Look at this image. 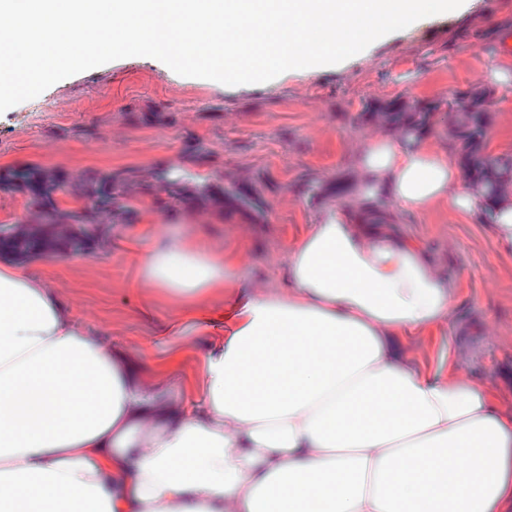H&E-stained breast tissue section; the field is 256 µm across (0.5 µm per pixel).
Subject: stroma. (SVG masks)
I'll list each match as a JSON object with an SVG mask.
<instances>
[{
  "label": "stroma",
  "instance_id": "obj_1",
  "mask_svg": "<svg viewBox=\"0 0 512 512\" xmlns=\"http://www.w3.org/2000/svg\"><path fill=\"white\" fill-rule=\"evenodd\" d=\"M471 0L373 42L332 66L286 71L261 84L226 86L184 77L161 61L117 59L60 80L0 114V226L30 224L46 235L45 181L61 182L65 209L87 207L105 234L88 253L49 249L26 258L70 308L87 335L132 351L144 378L182 351L181 396L201 402V372L227 339L228 303L209 301L208 322L159 289L142 287L131 241L148 224L194 230L225 254L250 258L233 301L248 283L286 288L288 253L324 205L351 210L352 155L366 136L405 125L437 104L431 146L458 156L453 130L479 114L484 153L512 156V77L490 80L512 31V0ZM28 175L18 182L16 173ZM383 233L420 240L455 288L447 324L418 340L434 368L452 365L512 386V257L500 256L490 224L447 206L426 213L389 202L367 216Z\"/></svg>",
  "mask_w": 512,
  "mask_h": 512
}]
</instances>
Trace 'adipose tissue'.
Returning <instances> with one entry per match:
<instances>
[{
  "mask_svg": "<svg viewBox=\"0 0 512 512\" xmlns=\"http://www.w3.org/2000/svg\"><path fill=\"white\" fill-rule=\"evenodd\" d=\"M354 169L357 205L478 212L512 254V176H465L409 127L367 137ZM134 252L149 287L203 315L239 285L192 232L151 225ZM286 278L287 293L256 289L227 313L197 408L0 263V512H512L499 389L414 362L453 300L419 243L330 207Z\"/></svg>",
  "mask_w": 512,
  "mask_h": 512,
  "instance_id": "1",
  "label": "adipose tissue"
}]
</instances>
